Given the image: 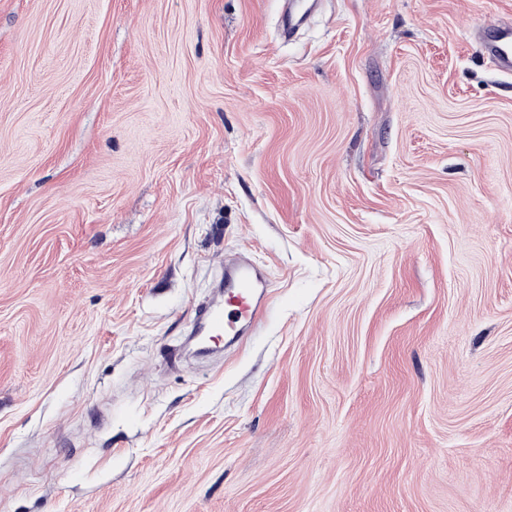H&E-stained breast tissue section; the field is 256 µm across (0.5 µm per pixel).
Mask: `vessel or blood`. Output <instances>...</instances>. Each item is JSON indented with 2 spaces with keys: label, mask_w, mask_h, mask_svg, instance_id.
<instances>
[{
  "label": "vessel or blood",
  "mask_w": 512,
  "mask_h": 512,
  "mask_svg": "<svg viewBox=\"0 0 512 512\" xmlns=\"http://www.w3.org/2000/svg\"><path fill=\"white\" fill-rule=\"evenodd\" d=\"M472 39L493 66L503 74H512V21L492 17L473 26ZM220 286L221 303L201 307L196 335L205 337L210 351L232 346L254 335L267 312L264 273L248 257L237 255L224 261Z\"/></svg>",
  "instance_id": "1"
}]
</instances>
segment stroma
I'll return each instance as SVG.
<instances>
[{
	"label": "stroma",
	"instance_id": "obj_1",
	"mask_svg": "<svg viewBox=\"0 0 512 512\" xmlns=\"http://www.w3.org/2000/svg\"><path fill=\"white\" fill-rule=\"evenodd\" d=\"M282 7L0 0V512H512V0ZM472 39L498 71L512 74L511 19L491 17L474 25ZM266 286L264 273L248 257L224 259L220 279L224 301L198 311L194 336H207L204 351H222L223 337L228 348L259 330L267 312Z\"/></svg>",
	"mask_w": 512,
	"mask_h": 512
}]
</instances>
